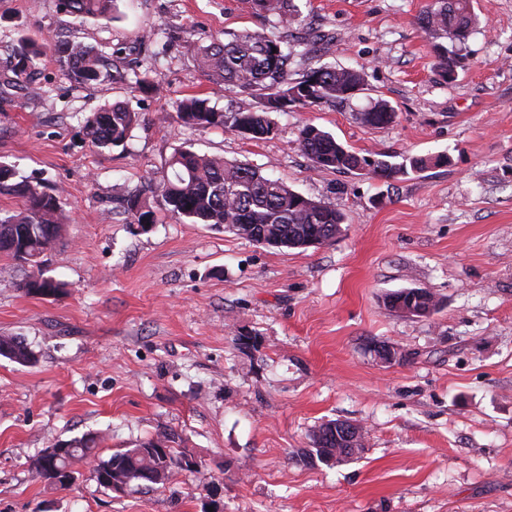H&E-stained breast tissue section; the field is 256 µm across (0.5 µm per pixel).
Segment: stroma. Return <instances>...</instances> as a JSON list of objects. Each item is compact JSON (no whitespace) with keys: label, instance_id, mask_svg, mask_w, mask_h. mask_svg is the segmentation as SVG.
I'll return each mask as SVG.
<instances>
[{"label":"stroma","instance_id":"1","mask_svg":"<svg viewBox=\"0 0 512 512\" xmlns=\"http://www.w3.org/2000/svg\"><path fill=\"white\" fill-rule=\"evenodd\" d=\"M292 39H314L297 79L351 68L362 88L334 108L272 113L255 140L175 119L185 97L226 112L261 98L213 85L193 44L244 30L284 32L243 0H117L113 20L79 22L58 0H0V162L59 193L64 231L45 256L61 296L26 294L30 265L0 257V335L37 361L0 357V512H202L222 482L224 512H512V0H472L480 23L455 81L434 70L417 18L429 0H294ZM174 33L163 53L144 29ZM78 37L125 48L102 81L67 80L46 54L10 81L20 39ZM158 54L155 95L136 91L134 58ZM383 99L394 123L360 125ZM128 103L140 122L125 145L92 146L87 117ZM307 123L359 153L446 165L382 179L313 167ZM261 167L346 216L335 242L268 248L207 224L159 215L141 231L123 205L158 185L180 148ZM435 295L428 317L384 305L389 293ZM402 354L378 362L374 347ZM349 420L357 459L306 462L311 430ZM198 463L164 486L116 494L79 462L76 484L48 486L41 450L98 433L101 457L162 431ZM0 356L19 364H30L35 360L31 348L17 336H0Z\"/></svg>","mask_w":512,"mask_h":512}]
</instances>
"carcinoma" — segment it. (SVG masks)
<instances>
[{"label":"carcinoma","instance_id":"cac0c4a2","mask_svg":"<svg viewBox=\"0 0 512 512\" xmlns=\"http://www.w3.org/2000/svg\"><path fill=\"white\" fill-rule=\"evenodd\" d=\"M113 3L114 0H59L63 12L82 22L112 17ZM246 4L253 12L276 17L283 27L300 22L293 0H246ZM476 22L469 0H431L420 15L419 25L431 38L435 67L444 81H455L460 67V56L456 50L448 49V42H464ZM49 51L56 55L67 79L84 84L100 80L106 53L77 39L51 40L41 45L22 40L13 56L14 78H32L37 62ZM311 51L308 41L291 45L258 30L242 31L223 43L196 45L197 69L211 83L255 92L262 98V107L256 110L240 106L231 112H218L208 105V99L192 95L177 104L176 117L189 126L222 127L231 131L247 126L253 138L265 139L274 134L269 113L334 106L348 101L352 91L361 89L362 77L352 69L319 67L309 70L300 79L289 78L290 56ZM395 118L393 107L385 100H377L356 114L359 124L371 128L390 125ZM139 119L140 113L128 104L109 103L87 118L86 136L98 148L120 146ZM298 142L317 168L355 171L361 162L363 170L388 179L448 162L445 155L419 156L410 158L406 166L370 154L361 155L311 124L298 130ZM168 167L171 175L152 189L151 195L136 190L125 199V211L132 223L139 224L145 218L154 223L155 210L159 209L178 221L222 226L237 236L240 235L238 225L254 224L258 231L265 233L263 238H252L257 244L265 239L283 244L317 241L322 245L335 240L345 223L344 213L335 205L305 197L248 163L180 149L172 155ZM15 176L11 166L0 163V194L23 199L22 210L0 214V256L38 268L42 256L62 232L59 195L41 191L25 180L16 182ZM21 288L29 295H55L63 291L64 284L39 274L28 277ZM420 293L419 288L402 289L388 294L385 304L391 309L398 303L406 307L416 305ZM0 356L19 364L35 360L31 348L17 336H0ZM330 424L332 421L328 420L312 431L311 448L303 453L304 461L317 459L326 463L333 458L341 463L362 453L363 447L352 448L334 437L318 442V434ZM173 442L174 434L164 431L103 459L98 455L101 437L86 433L56 443L50 460L42 452L37 454L31 467L47 482V469L74 475V461L87 459L93 463L94 477L100 486L109 489L112 481L124 479L130 483L132 493L147 482L145 471L149 469L162 473V485L170 480L174 471L182 469L181 462L186 455L173 448Z\"/></svg>","mask_w":512,"mask_h":512}]
</instances>
